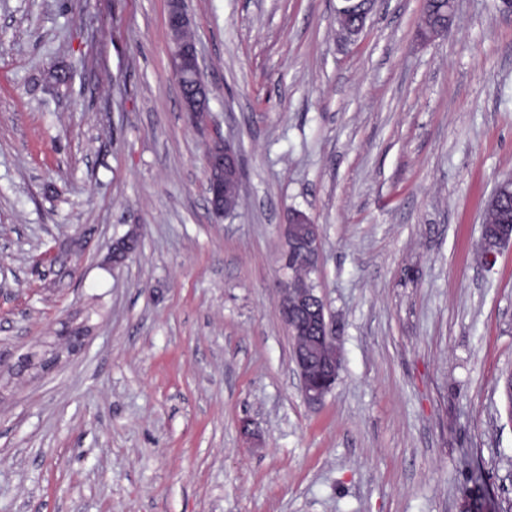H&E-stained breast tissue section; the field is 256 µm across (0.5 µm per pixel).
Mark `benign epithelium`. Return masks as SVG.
Returning a JSON list of instances; mask_svg holds the SVG:
<instances>
[{"instance_id":"obj_1","label":"benign epithelium","mask_w":512,"mask_h":512,"mask_svg":"<svg viewBox=\"0 0 512 512\" xmlns=\"http://www.w3.org/2000/svg\"><path fill=\"white\" fill-rule=\"evenodd\" d=\"M358 0H340L336 8V23L340 32L350 41L363 32L367 16L357 24H346L347 17L356 10ZM181 0H168L167 26L171 34V64L180 81L193 93L182 97L189 121L201 127L207 113L199 111L209 101L207 82L199 79L203 72L195 41L183 37L191 26V19L181 10ZM455 0H445L438 21L426 34L418 33L423 42L434 41L445 34L453 21ZM204 168L211 212L218 217L233 214L240 198L242 166L238 148L216 136L207 141ZM285 251L283 254L282 295L279 313L290 333L303 337L295 360L301 380L302 396L309 406L321 404L336 383L340 361L326 348L333 344L334 326L326 319V304L318 295L315 275L320 255L319 225L305 212L294 209L283 225ZM129 239L124 236L112 243V265H121L128 254Z\"/></svg>"}]
</instances>
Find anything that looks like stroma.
<instances>
[{"label": "stroma", "mask_w": 512, "mask_h": 512, "mask_svg": "<svg viewBox=\"0 0 512 512\" xmlns=\"http://www.w3.org/2000/svg\"><path fill=\"white\" fill-rule=\"evenodd\" d=\"M185 4L202 131L167 0H0V512H512V244L478 251L512 176V15L458 0L424 43L422 0H378L350 42L338 0ZM216 134L244 170L225 218ZM292 209L341 359L316 408L279 316ZM181 0H169L167 12V26L171 34V64L173 71L180 81L191 87L193 93L181 97L183 108L189 121L195 127H201L207 117V112H197L201 103L209 101V88L207 82L199 75L203 72L200 56L196 49L195 41L183 37V33L189 31L191 19L187 13L181 10ZM446 4L442 7L438 21L430 28L427 34L418 31V37L423 42H431L447 34L455 13V0H443ZM204 168L211 212L218 217L233 214L238 207L243 177L238 148L219 136L208 140Z\"/></svg>", "instance_id": "1"}]
</instances>
